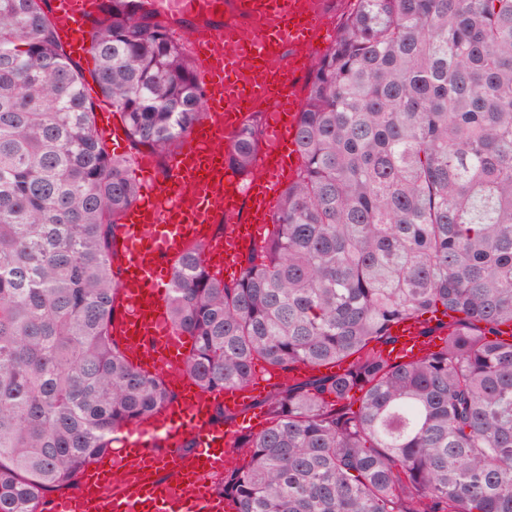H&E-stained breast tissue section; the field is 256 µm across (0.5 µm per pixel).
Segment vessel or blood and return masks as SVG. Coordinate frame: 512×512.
Instances as JSON below:
<instances>
[{
    "instance_id": "1",
    "label": "vessel or blood",
    "mask_w": 512,
    "mask_h": 512,
    "mask_svg": "<svg viewBox=\"0 0 512 512\" xmlns=\"http://www.w3.org/2000/svg\"><path fill=\"white\" fill-rule=\"evenodd\" d=\"M95 8L94 0H57V33L71 54H87L77 23ZM227 11L236 25L226 34H213L209 21ZM263 13L274 19L265 30L255 25ZM187 19L195 24L193 46L207 79L206 114L184 147L170 157L165 185L147 186L116 232L123 309L114 317L112 333L126 357L144 371L185 358V341L173 328L163 301L162 285L172 275L167 259L197 244L206 265L220 271L241 266L260 248L261 228L253 220L268 216L286 170L294 166V133L307 70L300 46L309 31L327 25L328 12L326 0H314L303 15L296 14L293 0H201ZM285 48L292 52L287 87L240 80V65L266 69ZM262 105L269 115L260 173L245 187L231 173L220 146L232 141ZM195 186L201 194L190 207L183 191ZM212 193L220 194L217 207L228 223L221 235L209 224L217 208L208 199ZM243 198L249 203L247 222L238 219ZM426 329V323L415 318L395 323L389 359L408 362L432 353L435 338ZM169 386L176 391V400L134 426L132 439L116 453H105L98 465L86 468L77 487L52 503V512H223L224 501L209 480L223 472L234 434L216 422L214 409L221 404L237 411L257 386L205 395L185 376L170 379ZM188 440L194 446L186 451L182 445Z\"/></svg>"
}]
</instances>
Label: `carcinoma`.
<instances>
[{
	"instance_id": "obj_1",
	"label": "carcinoma",
	"mask_w": 512,
	"mask_h": 512,
	"mask_svg": "<svg viewBox=\"0 0 512 512\" xmlns=\"http://www.w3.org/2000/svg\"><path fill=\"white\" fill-rule=\"evenodd\" d=\"M86 41L122 155L48 0H0V512H45L176 398L112 336L114 232L138 200L131 167L188 136L205 87L139 0H103ZM305 89L260 251L226 282L190 246L167 289L202 392L247 385L260 362L316 371L265 398L224 497L235 512H512V0H356ZM259 141L254 119L228 145L235 172ZM427 313L449 318L443 346L388 361L391 326Z\"/></svg>"
}]
</instances>
